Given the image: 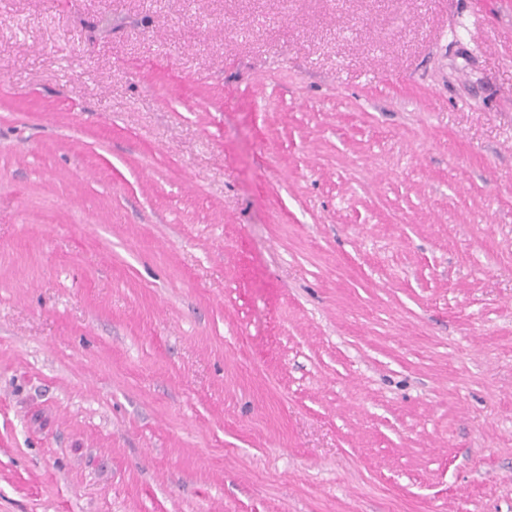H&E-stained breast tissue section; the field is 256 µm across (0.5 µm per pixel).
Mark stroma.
I'll list each match as a JSON object with an SVG mask.
<instances>
[{
	"instance_id": "1",
	"label": "stroma",
	"mask_w": 512,
	"mask_h": 512,
	"mask_svg": "<svg viewBox=\"0 0 512 512\" xmlns=\"http://www.w3.org/2000/svg\"><path fill=\"white\" fill-rule=\"evenodd\" d=\"M0 512H512V0H0Z\"/></svg>"
}]
</instances>
